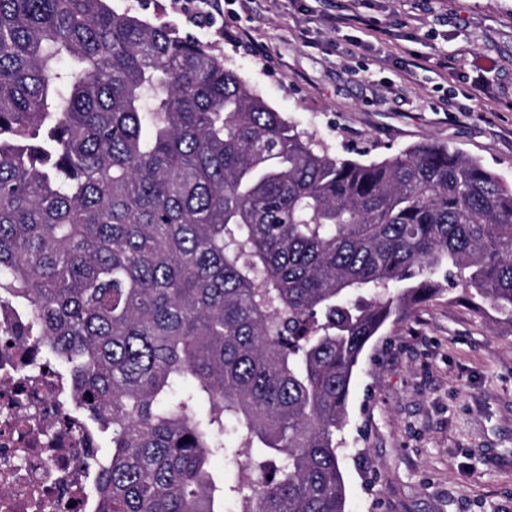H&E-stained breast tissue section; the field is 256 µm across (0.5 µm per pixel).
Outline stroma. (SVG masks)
Listing matches in <instances>:
<instances>
[{
  "label": "stroma",
  "instance_id": "1",
  "mask_svg": "<svg viewBox=\"0 0 512 512\" xmlns=\"http://www.w3.org/2000/svg\"><path fill=\"white\" fill-rule=\"evenodd\" d=\"M110 4L197 38L338 157L436 141L512 184V0H219L220 32L177 0ZM348 413L346 512H512V334L466 300L388 322Z\"/></svg>",
  "mask_w": 512,
  "mask_h": 512
}]
</instances>
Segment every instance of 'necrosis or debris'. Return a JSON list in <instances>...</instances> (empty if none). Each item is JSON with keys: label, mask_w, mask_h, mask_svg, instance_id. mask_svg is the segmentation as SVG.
Here are the masks:
<instances>
[{"label": "necrosis or debris", "mask_w": 512, "mask_h": 512, "mask_svg": "<svg viewBox=\"0 0 512 512\" xmlns=\"http://www.w3.org/2000/svg\"><path fill=\"white\" fill-rule=\"evenodd\" d=\"M25 309L0 302V512H96L95 433Z\"/></svg>", "instance_id": "1"}]
</instances>
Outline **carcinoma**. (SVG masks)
<instances>
[{"instance_id":"obj_1","label":"carcinoma","mask_w":512,"mask_h":512,"mask_svg":"<svg viewBox=\"0 0 512 512\" xmlns=\"http://www.w3.org/2000/svg\"><path fill=\"white\" fill-rule=\"evenodd\" d=\"M456 286L512 333V185L479 160L342 159L191 36L0 0V302L107 443L97 512H346L362 354Z\"/></svg>"}]
</instances>
